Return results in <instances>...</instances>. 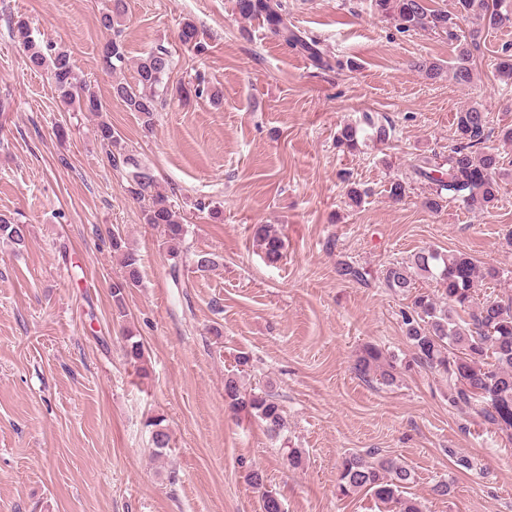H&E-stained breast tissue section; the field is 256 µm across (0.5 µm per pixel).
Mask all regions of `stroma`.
I'll return each mask as SVG.
<instances>
[{"mask_svg": "<svg viewBox=\"0 0 512 512\" xmlns=\"http://www.w3.org/2000/svg\"><path fill=\"white\" fill-rule=\"evenodd\" d=\"M282 3L333 69L241 19L234 0H127L130 64L114 75L100 59L105 0H0V215L26 231L21 246L0 236V512H261L254 470L283 512H387L369 493L336 492L342 457L370 450L409 465L408 494L424 512H512L504 435L450 409L427 370L390 387L353 370L364 344L410 351L400 318L407 301L383 284L390 263L432 247L512 269V142L500 134L512 127V81L496 70L512 55V0L474 50L467 86L412 66H452L446 33L399 32L371 0ZM18 17L43 43L70 51L102 115L66 111L46 77L26 67L9 37ZM186 23L203 51L181 42ZM158 45L174 58L170 84L189 95L169 99L147 133L111 91L115 77L133 81L135 61ZM474 104L488 111V145L502 157L499 199L483 211L456 201L429 210L413 160L447 151L456 113ZM366 112L392 124L389 142L339 150L340 129ZM102 118L187 213L179 260L109 161L96 136ZM397 180L408 192L395 202L387 190ZM350 181L368 192L360 206L346 196ZM257 224L281 233L277 264L256 246ZM112 231L142 259L122 319L111 296L122 275ZM201 255L215 266L198 270ZM341 260L367 266L373 279L339 280ZM125 326L144 345L148 377L124 356ZM241 352L251 357L243 369ZM234 373L245 388L272 389L287 440L226 409L224 379ZM156 418L171 436L160 459L151 455ZM290 447L302 467L288 466ZM457 453L471 469L457 468ZM439 480L451 482L450 497L431 494Z\"/></svg>", "mask_w": 512, "mask_h": 512, "instance_id": "stroma-1", "label": "stroma"}]
</instances>
